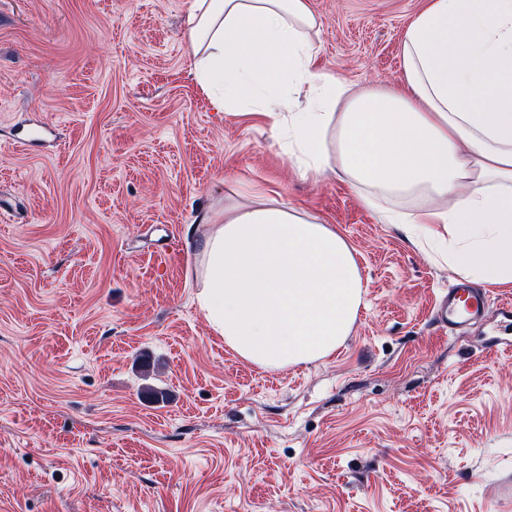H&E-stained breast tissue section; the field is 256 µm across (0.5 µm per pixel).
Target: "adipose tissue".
Masks as SVG:
<instances>
[{"mask_svg": "<svg viewBox=\"0 0 512 512\" xmlns=\"http://www.w3.org/2000/svg\"><path fill=\"white\" fill-rule=\"evenodd\" d=\"M195 77L220 112L264 113L304 170H340L384 223L465 278L512 284V0H430L401 44L402 81L357 88L314 72L308 0H192ZM430 205L380 208V199ZM197 301L242 360L326 358L364 304L334 228L255 199L201 246Z\"/></svg>", "mask_w": 512, "mask_h": 512, "instance_id": "adipose-tissue-1", "label": "adipose tissue"}]
</instances>
